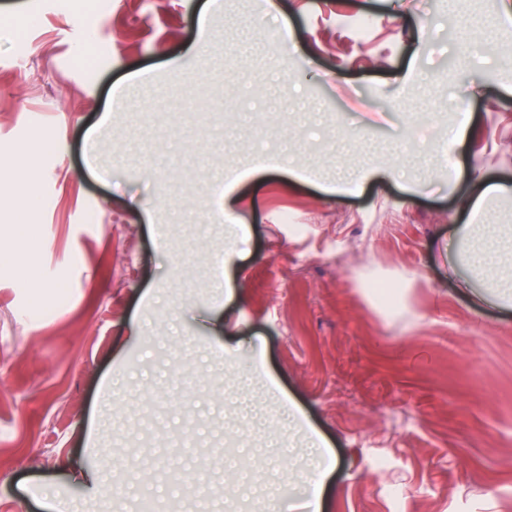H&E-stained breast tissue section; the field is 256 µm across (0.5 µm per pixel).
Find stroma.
Listing matches in <instances>:
<instances>
[{
  "label": "stroma",
  "instance_id": "1",
  "mask_svg": "<svg viewBox=\"0 0 512 512\" xmlns=\"http://www.w3.org/2000/svg\"><path fill=\"white\" fill-rule=\"evenodd\" d=\"M1 8L0 512H255L307 480L313 432L339 461L326 512H512V310L439 251L451 225H512V198L463 206L472 174L512 178V0ZM183 95L199 111L156 106ZM245 382L256 429L224 399ZM107 454L86 500L71 474ZM173 471L209 474L198 508Z\"/></svg>",
  "mask_w": 512,
  "mask_h": 512
}]
</instances>
